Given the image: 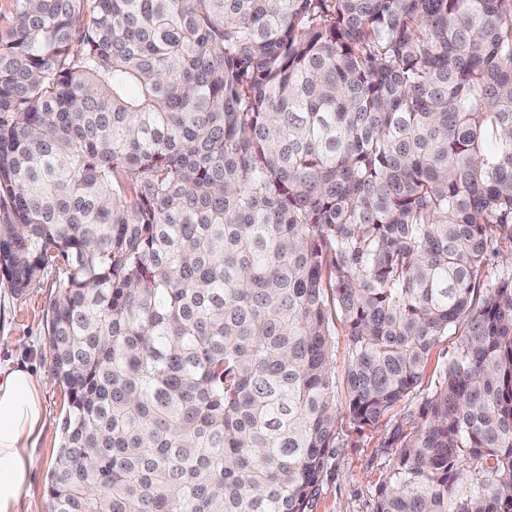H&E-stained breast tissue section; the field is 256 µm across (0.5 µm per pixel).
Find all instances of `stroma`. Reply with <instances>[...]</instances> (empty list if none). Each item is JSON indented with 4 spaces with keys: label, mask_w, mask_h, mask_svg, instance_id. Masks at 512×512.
Instances as JSON below:
<instances>
[{
    "label": "stroma",
    "mask_w": 512,
    "mask_h": 512,
    "mask_svg": "<svg viewBox=\"0 0 512 512\" xmlns=\"http://www.w3.org/2000/svg\"><path fill=\"white\" fill-rule=\"evenodd\" d=\"M58 283L57 273H47L18 297L0 281V361L15 359L27 363L33 373L48 383L42 397L47 425L34 448L42 466L22 494L18 512H49L47 474L60 445L65 398L61 387L50 381L44 325L48 299ZM434 382V376L425 375L412 398L401 402L391 418L378 428L359 431L348 417L339 418L340 446L331 453L308 512H374L377 490L387 481L394 458L393 449L386 446L393 427L409 408L432 391Z\"/></svg>",
    "instance_id": "1"
}]
</instances>
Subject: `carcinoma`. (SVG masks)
I'll use <instances>...</instances> for the list:
<instances>
[{"label":"carcinoma","mask_w":512,"mask_h":512,"mask_svg":"<svg viewBox=\"0 0 512 512\" xmlns=\"http://www.w3.org/2000/svg\"><path fill=\"white\" fill-rule=\"evenodd\" d=\"M512 0H14L0 279L61 275L50 512H512ZM335 336L336 356L331 365L336 381V399L339 415L337 432L340 448H333L331 457L321 477L319 490L308 507V512H373L377 490L385 483L391 471L397 448H383L394 425L406 415L434 388L433 369L441 365L456 350L458 336L450 335L441 339L435 347L432 363L412 398L401 402L375 430L363 429L358 432L346 416L344 409V376L346 370L345 337L340 325ZM342 411L345 416H342Z\"/></svg>","instance_id":"1"}]
</instances>
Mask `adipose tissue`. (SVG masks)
<instances>
[{
    "label": "adipose tissue",
    "mask_w": 512,
    "mask_h": 512,
    "mask_svg": "<svg viewBox=\"0 0 512 512\" xmlns=\"http://www.w3.org/2000/svg\"><path fill=\"white\" fill-rule=\"evenodd\" d=\"M44 389L26 364L0 365V512H18L20 497L41 465L33 446L45 425Z\"/></svg>",
    "instance_id": "1"
}]
</instances>
